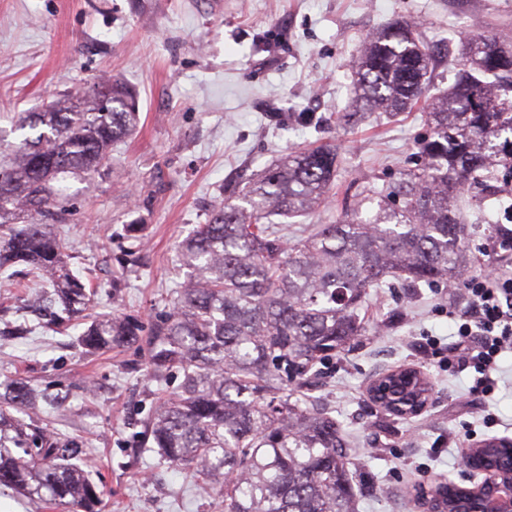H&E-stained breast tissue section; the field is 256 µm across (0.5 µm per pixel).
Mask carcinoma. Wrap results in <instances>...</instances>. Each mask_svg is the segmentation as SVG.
<instances>
[{
  "label": "carcinoma",
  "instance_id": "cac0c4a2",
  "mask_svg": "<svg viewBox=\"0 0 512 512\" xmlns=\"http://www.w3.org/2000/svg\"><path fill=\"white\" fill-rule=\"evenodd\" d=\"M448 91L428 96L434 57L414 26L394 20L366 41L355 66L351 111L408 112L423 104L427 137L418 160L385 189L358 187L339 217L292 243L272 217L291 218L326 204L340 174L336 147L291 153L232 190L205 223L177 246L188 274L167 315L153 325L148 367L182 374L179 391L144 426V439L171 464L194 471L224 497V512H355L354 458L336 418L281 387L364 330L361 311L389 278L417 286L450 283L470 266L469 230L457 205L484 209L497 168L512 174V41L497 32L466 40L453 58ZM109 90L107 98L99 89ZM137 121L135 101L107 80L43 112L19 116L39 130L0 161V268L49 276L31 312L48 330L76 320L94 302L70 270L60 240L41 217L66 209L52 182L99 171L112 142ZM479 184L484 195L463 197ZM242 200L245 205L234 203ZM376 204L369 218L361 207ZM128 316L93 321L79 336L89 352L142 340ZM57 395L15 378L0 383V486L53 505L56 512H101L104 485L71 463L77 443L56 440L24 415ZM443 512H455L468 488L450 482Z\"/></svg>",
  "mask_w": 512,
  "mask_h": 512
}]
</instances>
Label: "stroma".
Masks as SVG:
<instances>
[{
	"label": "stroma",
	"instance_id": "35a3bbf8",
	"mask_svg": "<svg viewBox=\"0 0 512 512\" xmlns=\"http://www.w3.org/2000/svg\"><path fill=\"white\" fill-rule=\"evenodd\" d=\"M0 0V138L19 143L16 121L53 100L123 80L139 123L90 178L58 182L72 214L57 231L71 269L96 291L88 318L131 315L151 328L184 280L178 242L204 223L224 186L246 181L294 149L335 145L340 187L383 188L426 135L420 112L345 126L359 46L402 18L440 48L486 30H512V0ZM130 224L145 225L143 242ZM18 268L0 273V381L23 377L68 392L40 412L51 432L86 450L85 465L108 490L102 512H224L197 476L144 447L141 432L182 378L148 373L146 347L82 351L78 321L66 332L6 335L31 296ZM459 286L416 288L395 280L371 294L363 336L329 357L302 394L331 412L351 443L357 512H421L412 488L467 485L464 449L512 438V351L494 373L495 394L473 398L475 374L425 355L423 338L451 340L448 302ZM402 366L432 383L421 414L402 420L368 395L377 375ZM496 424L487 428L484 417ZM472 433H465L464 423Z\"/></svg>",
	"mask_w": 512,
	"mask_h": 512
}]
</instances>
